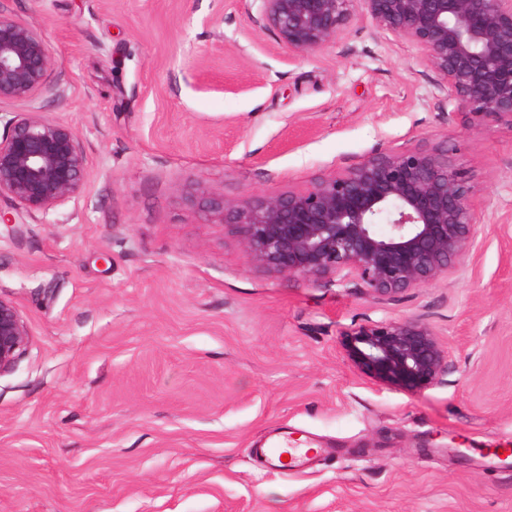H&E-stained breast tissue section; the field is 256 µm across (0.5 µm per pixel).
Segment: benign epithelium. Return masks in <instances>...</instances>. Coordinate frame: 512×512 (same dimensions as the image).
Here are the masks:
<instances>
[{
	"mask_svg": "<svg viewBox=\"0 0 512 512\" xmlns=\"http://www.w3.org/2000/svg\"><path fill=\"white\" fill-rule=\"evenodd\" d=\"M257 2L264 28L302 55L335 40L359 3L377 30L418 48L439 74L450 110L512 125V0ZM52 64L40 33L0 13V101L31 97ZM6 127L0 197L45 214L81 192L86 157L71 125L25 112ZM202 202L223 214L252 265L313 284L357 282L375 298L449 277L472 252L478 225L467 177L448 153L418 149L373 156L302 191L226 199L211 190ZM27 343L18 309L0 297V374L15 367ZM339 346L372 381L411 394L442 382L452 358L420 318L368 321L343 331Z\"/></svg>",
	"mask_w": 512,
	"mask_h": 512,
	"instance_id": "obj_1",
	"label": "benign epithelium"
}]
</instances>
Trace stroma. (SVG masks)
Listing matches in <instances>:
<instances>
[{
	"instance_id": "stroma-1",
	"label": "stroma",
	"mask_w": 512,
	"mask_h": 512,
	"mask_svg": "<svg viewBox=\"0 0 512 512\" xmlns=\"http://www.w3.org/2000/svg\"><path fill=\"white\" fill-rule=\"evenodd\" d=\"M51 46L0 102L76 131L82 191L0 211V297L28 345L0 375V512H512V126L449 111L419 51L362 15L299 55L244 0H0ZM447 152L481 225L454 274L397 298L248 262L204 212L299 191L370 156ZM422 317L454 347L409 394L358 372L340 331ZM288 432L300 470L257 458Z\"/></svg>"
}]
</instances>
